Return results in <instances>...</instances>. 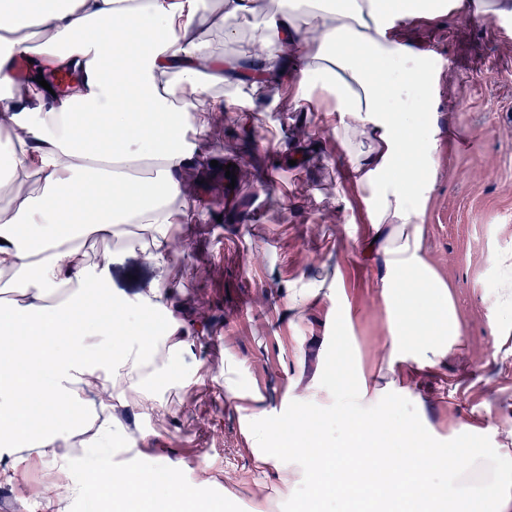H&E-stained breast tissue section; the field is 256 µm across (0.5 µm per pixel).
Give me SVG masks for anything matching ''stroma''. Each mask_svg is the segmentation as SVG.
Listing matches in <instances>:
<instances>
[{"mask_svg": "<svg viewBox=\"0 0 512 512\" xmlns=\"http://www.w3.org/2000/svg\"><path fill=\"white\" fill-rule=\"evenodd\" d=\"M286 5L266 0L234 20L238 38L229 42L221 0H205L202 32L215 54L236 58L265 14ZM408 35L440 89L439 124L453 128L429 148L437 176L420 219L421 250L449 287L461 342L428 370L415 351H401L374 381L377 400L357 415L380 425L391 449L403 422L442 455L493 448L488 424L512 427V337L502 335L512 308L499 300L512 267V18L445 17ZM234 94L252 109L225 113L207 130L187 175L185 249L162 265L123 243L86 248L90 264L107 252L103 274L116 296L134 301L166 284L173 317L196 334L148 384L161 410L124 416L112 447L80 449L73 466L109 465L134 479L179 473L200 512H309L310 481L289 453V424L312 413L325 440H345L336 393L389 347L386 297L360 249V211L342 201L351 161L335 131L298 111L287 87L246 84ZM296 154L301 162L289 164ZM231 163L239 171L232 188ZM298 280L321 286L301 311L288 306ZM392 381L405 386L400 397L388 394ZM461 418L472 426L465 439L454 431ZM261 424L269 432L257 444ZM286 468L295 473L290 488L281 482ZM54 477L37 454L0 459V512H112L92 494L46 500Z\"/></svg>", "mask_w": 512, "mask_h": 512, "instance_id": "35a3bbf8", "label": "stroma"}]
</instances>
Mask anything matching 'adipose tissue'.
<instances>
[{"instance_id":"1","label":"adipose tissue","mask_w":512,"mask_h":512,"mask_svg":"<svg viewBox=\"0 0 512 512\" xmlns=\"http://www.w3.org/2000/svg\"><path fill=\"white\" fill-rule=\"evenodd\" d=\"M0 0V181L36 178L39 192L14 210L0 209V273L14 299L0 302V457L28 448L55 468L49 498L96 488L113 512H196L191 490L169 476L158 502L153 477L134 481L105 468L75 478L64 456L87 422L80 397L91 389L102 408L157 410L143 389L150 368L183 345L170 335L155 346L137 330L136 312L169 313L163 289L130 303L113 296L85 261L87 243L123 240L167 262L177 248L186 210L175 207L182 176L198 151L189 133L234 99L208 96L212 83L245 81L287 86L303 111L335 127L349 153L351 192L365 199L363 252L376 255L380 281L391 292L392 353L409 348L421 366L450 354L460 335L450 292L421 254V207L435 169L427 148L440 133L429 111L433 78L402 35L406 23L512 15V0H302L269 14L255 35L256 52L238 63L209 52L197 22L204 0ZM48 30L40 40L28 26ZM29 75L52 68L72 75L74 90L32 94L14 78L17 58ZM423 88L416 111L405 93ZM370 140L368 151L356 139ZM115 344L101 348V336ZM366 376L336 394V413L348 437L332 446L306 422L294 424L292 452L304 459L314 498L366 503L372 512H419L441 498L432 474L454 476L462 495L486 512H512V428L498 447L466 456H439L410 424L397 433L398 450L379 446L380 430L354 417L369 399Z\"/></svg>"}]
</instances>
